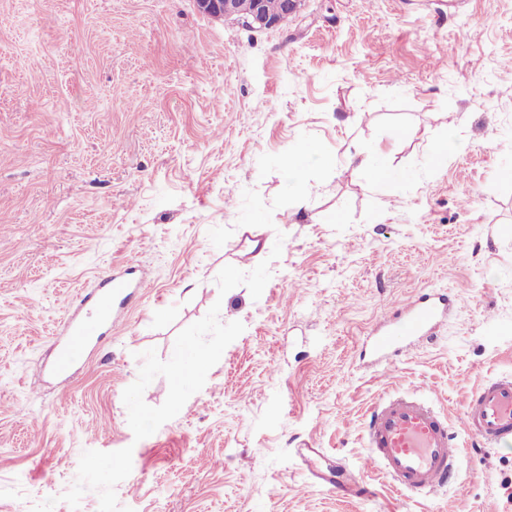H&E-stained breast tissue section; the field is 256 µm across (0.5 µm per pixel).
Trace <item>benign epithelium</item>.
Returning a JSON list of instances; mask_svg holds the SVG:
<instances>
[{"label":"benign epithelium","instance_id":"7a95c632","mask_svg":"<svg viewBox=\"0 0 512 512\" xmlns=\"http://www.w3.org/2000/svg\"><path fill=\"white\" fill-rule=\"evenodd\" d=\"M202 14L216 20H231L255 30H271L296 15L304 0H281L280 9L272 14L266 0H194Z\"/></svg>","mask_w":512,"mask_h":512}]
</instances>
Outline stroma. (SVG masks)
Listing matches in <instances>:
<instances>
[{"instance_id":"obj_1","label":"stroma","mask_w":512,"mask_h":512,"mask_svg":"<svg viewBox=\"0 0 512 512\" xmlns=\"http://www.w3.org/2000/svg\"><path fill=\"white\" fill-rule=\"evenodd\" d=\"M509 58L512 0H306L267 31L193 0H0V512H98L96 491L75 511L60 496L84 451L128 446L131 512H512L510 449L416 500L378 471L368 499L313 484L357 468L379 399L425 393L457 433L466 394L512 375ZM312 140L328 163L294 172ZM375 147L393 179L353 162ZM264 261L260 298L219 293L224 266ZM130 267L145 288L124 324L48 378L63 298ZM430 288L461 300L436 339L391 373L363 365L386 305ZM216 303L243 333L135 440L140 352L170 359Z\"/></svg>"}]
</instances>
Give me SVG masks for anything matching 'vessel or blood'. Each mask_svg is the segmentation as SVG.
Instances as JSON below:
<instances>
[{
    "label": "vessel or blood",
    "mask_w": 512,
    "mask_h": 512,
    "mask_svg": "<svg viewBox=\"0 0 512 512\" xmlns=\"http://www.w3.org/2000/svg\"><path fill=\"white\" fill-rule=\"evenodd\" d=\"M132 282L122 275L102 277L84 296L95 319L71 315L56 343L52 371L68 374L101 328L112 325L113 301H127ZM459 306L457 293L423 290L391 303L383 322L363 343L360 355L387 366L412 348L433 341L439 324ZM462 434L451 433L433 405L415 394L386 397L372 406L364 422L366 454L360 470L316 472L319 484L340 487L349 481L356 494L370 490L362 474L381 471L389 487L402 496L431 495L457 476L470 447L501 448L512 444V375L480 384L463 402Z\"/></svg>",
    "instance_id": "obj_1"
}]
</instances>
